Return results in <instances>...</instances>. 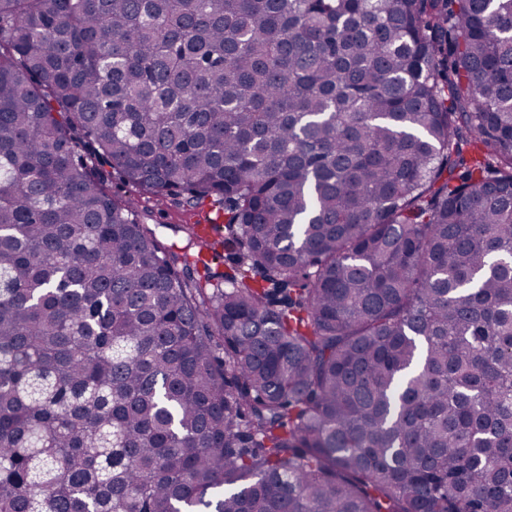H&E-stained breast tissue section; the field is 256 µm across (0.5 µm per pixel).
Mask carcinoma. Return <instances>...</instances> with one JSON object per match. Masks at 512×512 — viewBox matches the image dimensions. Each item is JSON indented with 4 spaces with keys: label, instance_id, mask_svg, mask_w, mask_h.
<instances>
[{
    "label": "carcinoma",
    "instance_id": "obj_1",
    "mask_svg": "<svg viewBox=\"0 0 512 512\" xmlns=\"http://www.w3.org/2000/svg\"><path fill=\"white\" fill-rule=\"evenodd\" d=\"M0 512H512V0H0ZM106 170L111 174L108 184L112 193L125 198H133L138 206L140 215L147 217V224L159 225L158 233L164 242L176 241L179 245L184 244L183 234L178 231L177 225L187 224L191 220L201 218L211 210L208 201L197 208L194 216H190L184 210L170 204H158L153 199L140 196L135 187L122 182L112 168L106 167Z\"/></svg>",
    "mask_w": 512,
    "mask_h": 512
}]
</instances>
